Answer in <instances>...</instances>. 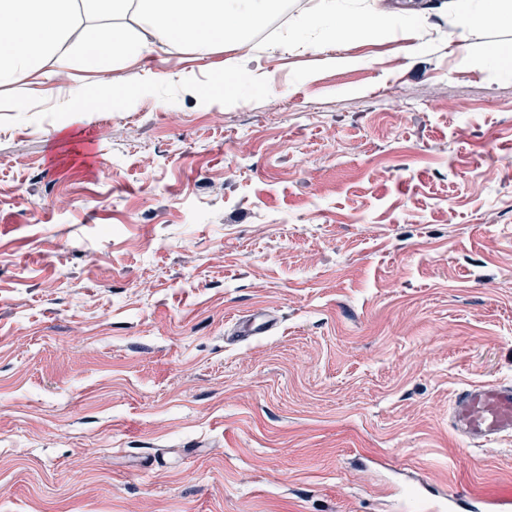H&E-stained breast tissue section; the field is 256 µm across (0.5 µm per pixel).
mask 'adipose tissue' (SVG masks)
I'll use <instances>...</instances> for the list:
<instances>
[{
    "instance_id": "1",
    "label": "adipose tissue",
    "mask_w": 512,
    "mask_h": 512,
    "mask_svg": "<svg viewBox=\"0 0 512 512\" xmlns=\"http://www.w3.org/2000/svg\"><path fill=\"white\" fill-rule=\"evenodd\" d=\"M283 0H0V85L21 79L45 78V65L55 60V76L65 80L70 68L66 44L76 13L114 19L136 16L149 29L150 39L110 25H89L78 58L89 70H106L112 62H135L156 46L190 42L199 56L224 46L246 44L251 31L278 14ZM418 4L397 12H374L359 0H318L297 18L279 41L286 51L322 55L325 63L352 66L335 46L353 38L401 33L405 50L415 54L423 43L416 26ZM448 14L460 42L475 29L512 27V0H448Z\"/></svg>"
}]
</instances>
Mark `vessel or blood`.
I'll return each mask as SVG.
<instances>
[{
  "instance_id": "1",
  "label": "vessel or blood",
  "mask_w": 512,
  "mask_h": 512,
  "mask_svg": "<svg viewBox=\"0 0 512 512\" xmlns=\"http://www.w3.org/2000/svg\"><path fill=\"white\" fill-rule=\"evenodd\" d=\"M273 320L255 312L241 318L235 334L244 340L272 330ZM449 419L455 432L476 444L512 436V385L478 384L459 392L450 408ZM454 504L512 505V481L501 482L482 492H466L454 497Z\"/></svg>"
}]
</instances>
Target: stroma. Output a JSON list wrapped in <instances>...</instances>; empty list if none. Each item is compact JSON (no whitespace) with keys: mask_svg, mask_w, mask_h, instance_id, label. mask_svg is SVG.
<instances>
[{"mask_svg":"<svg viewBox=\"0 0 512 512\" xmlns=\"http://www.w3.org/2000/svg\"><path fill=\"white\" fill-rule=\"evenodd\" d=\"M424 52L345 41L335 68L161 47L72 89L64 123L0 85V512H422L512 479V437L453 431L512 384V28ZM159 74L141 84L144 69ZM195 70L196 83L180 75ZM273 332L229 340L253 311ZM253 62L254 59L251 57L247 59L239 57L227 58L224 61V79L228 80L227 85L237 89L236 84L242 75H245L250 86H261L272 94L276 93L270 84L267 74L261 70L258 64L252 66ZM70 96L65 98V104L56 112H91L94 106L103 100L102 95L88 91L69 92ZM449 419L455 432L475 444L511 437L512 385H471L456 395Z\"/></svg>","mask_w":512,"mask_h":512,"instance_id":"35a3bbf8","label":"stroma"}]
</instances>
